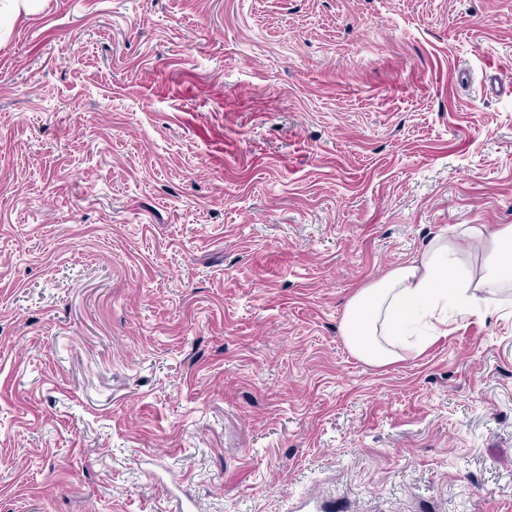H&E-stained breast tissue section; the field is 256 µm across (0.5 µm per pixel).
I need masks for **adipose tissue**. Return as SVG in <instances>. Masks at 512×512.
Instances as JSON below:
<instances>
[{
	"label": "adipose tissue",
	"instance_id": "1",
	"mask_svg": "<svg viewBox=\"0 0 512 512\" xmlns=\"http://www.w3.org/2000/svg\"><path fill=\"white\" fill-rule=\"evenodd\" d=\"M511 284L512 225L459 224L410 262L359 288L345 305L340 334L358 359L386 367L422 352L409 336L414 317L447 325L449 303L474 311L485 302V288Z\"/></svg>",
	"mask_w": 512,
	"mask_h": 512
}]
</instances>
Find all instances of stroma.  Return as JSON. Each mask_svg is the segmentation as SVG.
Instances as JSON below:
<instances>
[{
  "mask_svg": "<svg viewBox=\"0 0 512 512\" xmlns=\"http://www.w3.org/2000/svg\"><path fill=\"white\" fill-rule=\"evenodd\" d=\"M512 0H41L0 40V512H512V290L373 367L351 295L512 224ZM161 459L165 476L146 470Z\"/></svg>",
  "mask_w": 512,
  "mask_h": 512,
  "instance_id": "1",
  "label": "stroma"
}]
</instances>
